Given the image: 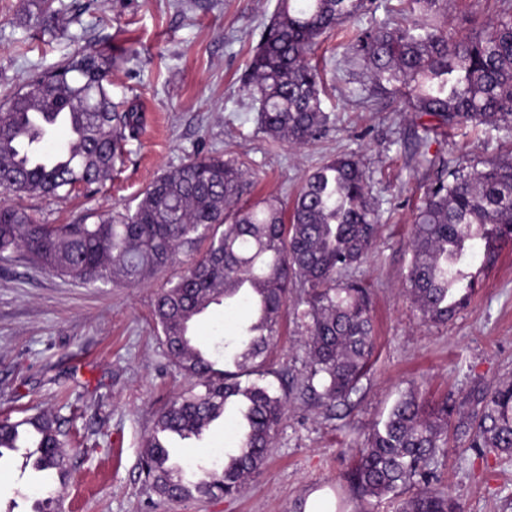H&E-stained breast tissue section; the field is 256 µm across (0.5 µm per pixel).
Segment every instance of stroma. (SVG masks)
Instances as JSON below:
<instances>
[{"label":"stroma","instance_id":"35a3bbf8","mask_svg":"<svg viewBox=\"0 0 512 512\" xmlns=\"http://www.w3.org/2000/svg\"><path fill=\"white\" fill-rule=\"evenodd\" d=\"M55 6L68 30L34 49L21 0H0V100L34 73L95 47L115 62L114 96L137 104L144 124L104 186L63 200L26 196L21 206L45 224L133 207L158 175L196 153L240 158L254 181L252 199L273 194L289 202L323 162L357 155L380 214L369 257L351 273L370 292L375 350L350 405L323 410L299 391L301 328L287 315L269 361L286 373L292 391L268 462L236 498L164 500L147 486L139 458L157 412L186 384L152 321L157 293L183 264L136 287L92 288L15 254L0 261V417H59L69 434L70 471L66 484L47 485L24 455L0 459V512H36L59 488L66 512H300L315 491L326 495L332 512H395L393 502H367L345 484L347 449L363 442L412 387L432 404L463 403L475 389L512 381V241L496 242L492 265L473 261L475 294L453 318L423 321L402 292L416 207L431 181L408 164L418 119L401 101L366 104L349 96L356 69L340 35L325 37L313 58L335 124L294 149L259 133L257 113L240 91L276 0H56ZM504 150L500 133L486 126L434 136L430 147L451 164ZM250 319L247 306H214L195 321V334L211 349ZM234 428L227 414L203 439L179 442L180 463L210 464ZM438 474L464 512H512V455L452 440Z\"/></svg>","mask_w":512,"mask_h":512}]
</instances>
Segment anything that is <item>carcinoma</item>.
I'll return each mask as SVG.
<instances>
[{"mask_svg":"<svg viewBox=\"0 0 512 512\" xmlns=\"http://www.w3.org/2000/svg\"><path fill=\"white\" fill-rule=\"evenodd\" d=\"M401 17L371 29L355 26L378 9L375 0H278L245 70L242 91L258 112V130L296 148L321 138L334 123L324 111L323 78L310 55L321 38L349 23L347 49L364 79L351 93L368 103L405 100L428 117L414 131V167L433 174L412 225L405 292L423 320L446 323L474 288L477 252L494 261L492 242L512 238V153L448 168L428 156L430 136L471 124L512 138V0L495 17L462 33L448 26V0H403ZM55 0H27L36 29L59 25ZM112 59L99 50L73 55L33 74L0 102V192L59 196L103 184L119 170L141 112L112 96ZM62 103L69 136L40 163L39 144L55 128ZM245 163L194 155L158 175L135 208L108 210L74 224H43L0 200V260L22 252L41 269L82 284L137 285L187 257L182 274L158 293L152 320L174 365L193 384L156 415L142 463L154 492L169 499L236 497L260 474L288 407V384L275 389L268 351L294 305L304 328L302 392L330 410L350 401L374 353L369 292L344 274L363 264L379 232V213L362 165L339 155L307 175L292 204L277 196L244 200ZM254 288L241 292L239 284ZM300 289L292 298L293 289ZM257 314L239 335L224 339V367L189 333L192 310L216 298ZM473 408L443 401L429 406L419 390L401 395L386 419L352 449L345 481L361 497L382 501L406 489L398 512H463L460 501L434 486L448 432L470 448L512 452V382L472 394ZM228 410L239 416L224 465L196 480L172 460L171 441L201 438ZM35 439L48 478L69 472L60 420L36 413L0 419V458Z\"/></svg>","mask_w":512,"mask_h":512,"instance_id":"cac0c4a2","label":"carcinoma"}]
</instances>
